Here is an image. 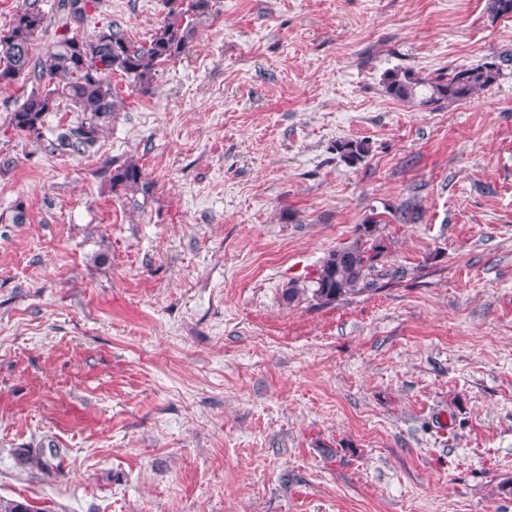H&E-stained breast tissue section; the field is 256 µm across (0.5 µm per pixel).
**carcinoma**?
I'll return each instance as SVG.
<instances>
[{
  "label": "carcinoma",
  "mask_w": 512,
  "mask_h": 512,
  "mask_svg": "<svg viewBox=\"0 0 512 512\" xmlns=\"http://www.w3.org/2000/svg\"><path fill=\"white\" fill-rule=\"evenodd\" d=\"M167 15L151 38L142 43L130 40L116 25L100 28L84 37L71 35L68 21H86L97 8V0H59L64 32L45 58L35 60L31 46L45 26V14L36 3H28L15 14L8 30L0 31V82L33 75L44 88L31 93L17 107L10 122L14 129L43 139L44 117L68 101L82 117L61 128L48 149L53 152L83 153L95 145L103 123L119 111L122 99L112 88L110 77L117 73L144 91L150 89L158 68L178 59L195 32V21L210 14L213 0H166ZM499 69L493 63L459 66L434 77H422L413 70L397 69L384 75L385 93L399 101L425 109L466 101L489 89ZM341 158L354 165L368 153L365 141H346L336 147ZM112 191L148 195L149 183L132 161L112 167ZM385 220L370 216L357 226L351 242L325 255L312 277L311 285L288 284L284 296L292 303L306 294L319 307L334 305L360 292L359 286L378 272L385 246L379 225Z\"/></svg>",
  "instance_id": "1"
}]
</instances>
